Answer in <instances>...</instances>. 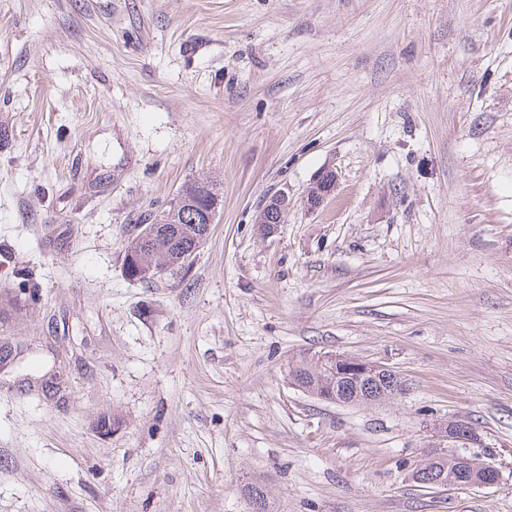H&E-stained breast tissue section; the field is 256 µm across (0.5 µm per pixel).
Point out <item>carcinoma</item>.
I'll use <instances>...</instances> for the list:
<instances>
[{
  "label": "carcinoma",
  "instance_id": "obj_1",
  "mask_svg": "<svg viewBox=\"0 0 512 512\" xmlns=\"http://www.w3.org/2000/svg\"><path fill=\"white\" fill-rule=\"evenodd\" d=\"M184 189L200 203H208L212 213L218 212V195L209 182L194 181L184 185ZM159 224L151 249L142 248L139 237L131 239L124 256V266L138 269L168 267L170 271L183 269L184 261L180 256L194 249L197 241L198 226L183 219L181 210L173 205L159 213L155 219ZM293 383L319 400L330 401L332 393L336 392V372L332 366L318 364L311 359L300 360L292 371ZM346 387L357 392V403L379 404L396 397L390 384H379L370 377H352L342 381ZM448 463L435 460L430 454H425L416 473L417 480L428 482L439 477ZM253 512H269L267 493L263 485L253 483L247 488Z\"/></svg>",
  "mask_w": 512,
  "mask_h": 512
}]
</instances>
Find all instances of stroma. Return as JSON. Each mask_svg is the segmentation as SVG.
Masks as SVG:
<instances>
[{
	"instance_id": "35a3bbf8",
	"label": "stroma",
	"mask_w": 512,
	"mask_h": 512,
	"mask_svg": "<svg viewBox=\"0 0 512 512\" xmlns=\"http://www.w3.org/2000/svg\"><path fill=\"white\" fill-rule=\"evenodd\" d=\"M0 345V512H512V0H0ZM319 351L408 389L317 400ZM451 418L498 484L413 481ZM338 176L333 170L322 171L313 182V192L308 194L306 204L309 210L316 211L336 190ZM182 189H186V191H190V194L194 196V198L199 203H210V206L212 207V214H213V221L216 219V213L218 212V195L216 192H214L213 185L210 184L208 181L200 182V181H194L185 184ZM184 196H186L184 191H181L177 196L178 207H182L185 204L187 205L185 214L191 215L190 219L192 218V224H189L183 219L182 210L173 206L172 201L167 208L161 211L154 219L157 224H160L158 229L157 224H142L140 226L142 245L148 246L153 238L154 240L151 245V250H144L142 248L138 234L129 242L124 256V267L125 269L126 267L130 269L129 275L131 278L135 279L143 275L149 276L151 274L149 277L137 279L140 281L152 280L165 273L157 267H168L172 273L184 269V260H180V256L194 249L197 241V232H200L198 228H200L201 225L194 224H208L207 231L203 232V237L200 240V246L206 241L205 236L206 234H210L212 226L211 208L208 206L206 209H203L193 205L188 202V200L184 199ZM194 253H192L191 256ZM191 256H189L188 253L183 256L185 263ZM151 265L157 269L154 270L151 268L149 271L141 273V269L146 270ZM133 266L137 268L131 269ZM152 273L154 274L153 278ZM266 210L267 219L257 224H270L269 226L262 227V230L267 233V229L271 231L274 224H282L284 215L288 210V195L285 192H281L277 195L270 197L262 206ZM377 374L380 376H389L397 380V390L402 392L406 388V383L401 377L390 368L373 363L361 362L359 360H346V357L336 355V372L328 363L319 365L318 362L313 363V359H302L294 367L292 371L293 383L303 389L310 395L319 400L330 402L332 393H336V378H349L343 380L342 384L357 391L356 404H379L383 401L393 399L397 396L394 389H391L390 383L383 384L381 391L380 384L370 376L360 378L364 374Z\"/></svg>"
}]
</instances>
